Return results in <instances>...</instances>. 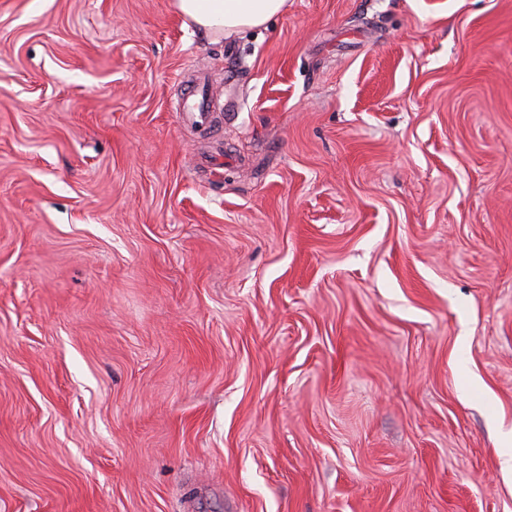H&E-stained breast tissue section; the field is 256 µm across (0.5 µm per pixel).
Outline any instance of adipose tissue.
<instances>
[{
	"instance_id": "obj_1",
	"label": "adipose tissue",
	"mask_w": 512,
	"mask_h": 512,
	"mask_svg": "<svg viewBox=\"0 0 512 512\" xmlns=\"http://www.w3.org/2000/svg\"><path fill=\"white\" fill-rule=\"evenodd\" d=\"M287 0H175L179 13L204 33L231 35L266 25Z\"/></svg>"
}]
</instances>
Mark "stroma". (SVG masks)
<instances>
[{
    "label": "stroma",
    "instance_id": "obj_1",
    "mask_svg": "<svg viewBox=\"0 0 512 512\" xmlns=\"http://www.w3.org/2000/svg\"><path fill=\"white\" fill-rule=\"evenodd\" d=\"M504 428L512 0H0V512H512ZM287 0H176L179 13L206 34L229 36L266 25ZM189 98L190 95L185 97L182 104L178 105V111L183 112L187 119L192 118L194 123L205 127L209 120V110L203 95H201V98H193L191 100Z\"/></svg>",
    "mask_w": 512,
    "mask_h": 512
}]
</instances>
